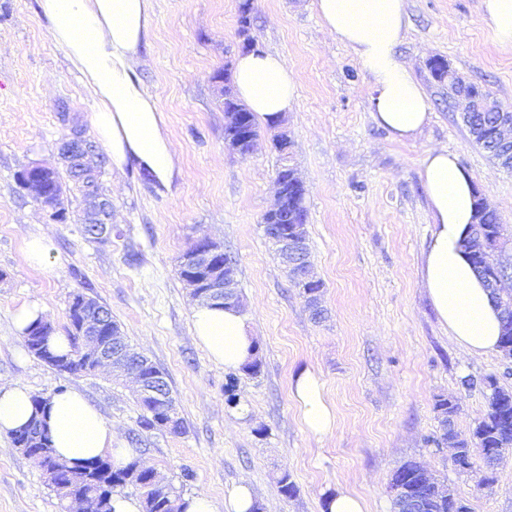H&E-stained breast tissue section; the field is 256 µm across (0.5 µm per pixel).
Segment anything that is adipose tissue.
<instances>
[{
	"mask_svg": "<svg viewBox=\"0 0 512 512\" xmlns=\"http://www.w3.org/2000/svg\"><path fill=\"white\" fill-rule=\"evenodd\" d=\"M53 41L81 75L94 100L91 123L115 169L128 164L168 187L176 172V151L166 118L149 89L133 76L134 58L151 24L152 0H38ZM322 25L350 48L371 78L374 121L393 140L415 139L431 120L427 95L397 47L409 26L405 0H314ZM237 97L265 122L293 108L298 89L279 52H246L234 63ZM420 178L434 229L423 253L421 281L442 326L463 351H497L499 312L460 246L475 221L473 178L447 148L428 150ZM192 332L210 359L236 371L256 355L245 317L235 308L197 306ZM291 396L307 430L325 438L336 413L323 382L309 369L292 378ZM34 413L33 395L22 383L0 381V434L25 426ZM43 419L60 461L74 464L110 455L115 466L135 456L121 447L111 422L83 393L49 397Z\"/></svg>",
	"mask_w": 512,
	"mask_h": 512,
	"instance_id": "adipose-tissue-1",
	"label": "adipose tissue"
}]
</instances>
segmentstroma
<instances>
[{
    "label": "stroma",
    "mask_w": 512,
    "mask_h": 512,
    "mask_svg": "<svg viewBox=\"0 0 512 512\" xmlns=\"http://www.w3.org/2000/svg\"><path fill=\"white\" fill-rule=\"evenodd\" d=\"M241 0H152V25L134 76L167 118L179 173L160 190L141 170L107 169L112 234L83 232V202L64 196L66 222L53 221L15 175L51 163L67 135L56 111L91 130L93 99L50 34L38 0H0V378L33 395L81 391L111 421L122 447L142 435L140 458L165 485L204 494L216 506L248 483L261 512H321L325 493L362 496L367 512H393L387 485L405 460L420 462L471 512H512V449L492 487L458 473L438 432L434 404L455 397V426L469 437L487 407L483 386L465 376H496L512 388V361L501 353L464 354L441 326L420 280L433 230L420 179L425 153L445 146L512 229V172L489 160L472 140L448 85L428 68L444 58L452 70L512 106V49L482 21V0H406L410 25L398 47L424 87L430 124L415 140L393 141L371 113L370 77L353 51L330 36L313 0H253L250 34L257 48L282 54L298 84L286 115L292 160L306 187L312 270L325 284L322 320H313L263 231L279 157L267 123L247 158L224 146V106L212 75L240 52ZM51 230L43 268L20 261L30 235ZM200 237L237 260L243 312L259 346L257 377L241 376L228 403V375L192 334L196 307L177 262ZM105 306L130 343L165 374L183 422L181 433L141 432L132 383L105 371L57 372L27 351L12 326L14 311L39 300L56 333H66L75 292ZM324 381L336 428L318 439L302 423L289 386L301 368ZM288 473L297 493L281 495ZM0 512H64L39 468L0 436Z\"/></svg>",
    "instance_id": "35a3bbf8"
}]
</instances>
